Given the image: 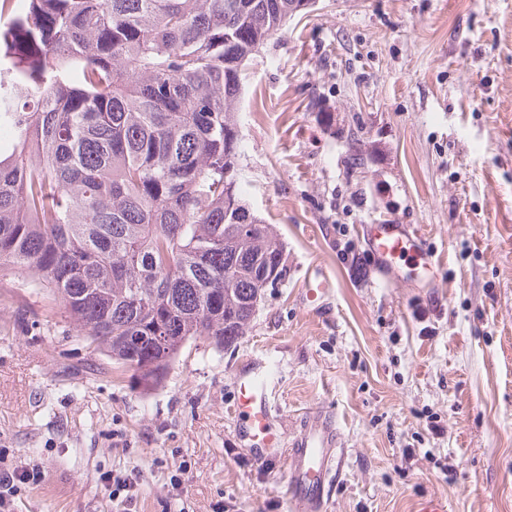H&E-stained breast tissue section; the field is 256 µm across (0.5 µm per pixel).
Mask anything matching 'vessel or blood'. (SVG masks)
I'll use <instances>...</instances> for the list:
<instances>
[{"label": "vessel or blood", "mask_w": 512, "mask_h": 512, "mask_svg": "<svg viewBox=\"0 0 512 512\" xmlns=\"http://www.w3.org/2000/svg\"><path fill=\"white\" fill-rule=\"evenodd\" d=\"M366 245L379 265L388 271L410 262L431 273L438 265L425 244L424 235L405 224L368 225ZM303 286L307 296L314 298L331 288L332 281L326 271L314 267L307 269ZM269 410L265 372L242 376L233 412L259 456L282 448L279 436L268 423ZM338 446L339 433L334 425L319 414H310L301 434L287 448L289 468L284 497L290 512H325L331 486L339 476Z\"/></svg>", "instance_id": "1"}]
</instances>
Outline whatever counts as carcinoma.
Here are the masks:
<instances>
[{"mask_svg":"<svg viewBox=\"0 0 512 512\" xmlns=\"http://www.w3.org/2000/svg\"><path fill=\"white\" fill-rule=\"evenodd\" d=\"M291 0H0V269L157 387L237 344L284 247L243 199L246 61Z\"/></svg>","mask_w":512,"mask_h":512,"instance_id":"cac0c4a2","label":"carcinoma"}]
</instances>
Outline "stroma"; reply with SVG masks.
<instances>
[{
  "label": "stroma",
  "instance_id": "35a3bbf8",
  "mask_svg": "<svg viewBox=\"0 0 512 512\" xmlns=\"http://www.w3.org/2000/svg\"><path fill=\"white\" fill-rule=\"evenodd\" d=\"M244 199L285 246L236 346L188 340L145 391L76 336L31 271L0 270V467L40 470L5 512H287L286 454L230 411L271 362L272 421L334 418L327 512H512V0H317L247 64ZM421 230L440 264L378 274L365 224ZM333 286L302 299L312 262Z\"/></svg>",
  "mask_w": 512,
  "mask_h": 512
}]
</instances>
